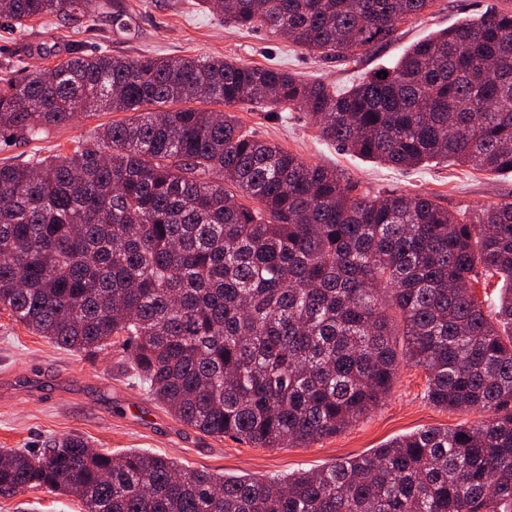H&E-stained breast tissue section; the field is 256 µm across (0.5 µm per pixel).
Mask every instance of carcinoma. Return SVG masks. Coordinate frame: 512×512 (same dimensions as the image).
<instances>
[{
  "label": "carcinoma",
  "instance_id": "obj_1",
  "mask_svg": "<svg viewBox=\"0 0 512 512\" xmlns=\"http://www.w3.org/2000/svg\"><path fill=\"white\" fill-rule=\"evenodd\" d=\"M431 2L202 0L227 23L342 57ZM122 9L0 0L18 31L78 12L119 23ZM386 72L338 91L226 58L76 51L23 77L1 59L3 138L88 112L136 116L68 155L0 164V310L69 351L122 339L171 416L255 448H307L351 427L403 360L427 373L430 404L480 419L258 479L69 435L0 450L1 495L46 488L83 512H512V201L463 222L433 196L355 195L230 112L283 105L381 164L512 175V10L436 32ZM482 278L508 283L492 310L477 299Z\"/></svg>",
  "mask_w": 512,
  "mask_h": 512
}]
</instances>
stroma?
<instances>
[{
    "mask_svg": "<svg viewBox=\"0 0 512 512\" xmlns=\"http://www.w3.org/2000/svg\"><path fill=\"white\" fill-rule=\"evenodd\" d=\"M123 4L135 34L118 31L108 16L93 21L80 15L64 19L49 15L29 21L21 32L0 29V53L9 54L23 43L51 48L49 56L24 57L30 68L53 67L74 47L129 58L147 54L230 58L342 89L374 70L392 66L407 47L434 31L494 9L512 8V0H434L419 17L400 24L390 39L360 50L356 61L347 62L321 58L264 28L225 25L217 14L204 10L200 0H123ZM235 113L258 138L336 170L362 193L432 195L451 212L465 215L484 205L512 201V175L497 177L446 163L395 168L324 140L303 111L242 105ZM125 118L122 112H90L36 140L18 143L0 138V163L69 154L98 126ZM425 384L422 368L401 363L383 403L352 427L308 448H256L176 421L148 397L121 349L111 346L93 358L67 351L0 311V449L35 451L51 439L78 435L100 451L161 453L188 470L248 478L288 475L370 454L426 427L455 428L478 420L473 411H447L429 404ZM0 512H82V504L73 495L33 489L0 495Z\"/></svg>",
    "mask_w": 512,
    "mask_h": 512,
    "instance_id": "stroma-1",
    "label": "stroma"
}]
</instances>
